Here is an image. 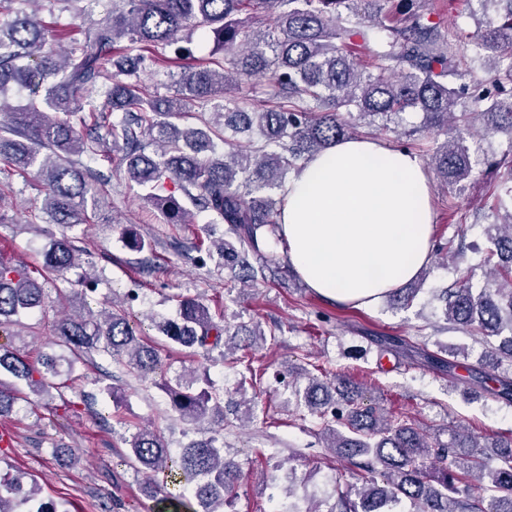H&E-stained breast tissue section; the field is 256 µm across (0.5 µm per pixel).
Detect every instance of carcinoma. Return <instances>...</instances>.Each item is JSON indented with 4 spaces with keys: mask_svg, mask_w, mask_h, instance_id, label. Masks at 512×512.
I'll return each instance as SVG.
<instances>
[{
    "mask_svg": "<svg viewBox=\"0 0 512 512\" xmlns=\"http://www.w3.org/2000/svg\"><path fill=\"white\" fill-rule=\"evenodd\" d=\"M40 0H0V13L16 20L0 26V95L11 86L25 87L31 98L0 124V161L20 172L36 171L46 187L43 214L51 224L73 227L90 222L88 209L99 203L102 180L92 164L98 137L105 130L122 151L127 178L145 190L142 199L165 211L172 224L191 223V213L171 195L153 193L168 177L200 211L224 223V237L204 247L216 249L230 280L254 288L279 273L280 262L263 254L267 235L275 232L283 204L284 178L298 171L316 152L352 139L358 129L388 128L408 111L424 116L422 129L447 135L431 155L430 165L445 189H456L476 165L466 138L474 137L472 117L486 130L512 140V0H466L477 3L479 27L466 45L449 38L427 0H400L402 13L388 8L393 0H113L112 13L90 23L58 57L46 49L61 36L28 10ZM275 16L271 26H258L253 15ZM207 28L223 64L187 66L172 95H160L141 80V73L167 70L184 59L183 34ZM491 57L490 77L477 80L464 68L465 52ZM103 102L87 110L80 135L52 112H82L81 93L95 89L107 70ZM248 86L251 96L275 101L269 108H247L231 91ZM224 98L215 124L179 128L175 120L193 104L204 106ZM473 109L459 112L464 99ZM115 112L125 113L118 123ZM224 142L216 150L214 139ZM150 146L156 147L147 153ZM488 277L479 288L471 273L460 274L441 290L443 330H462L482 346L471 369L474 381L493 379L492 395L512 402V206L500 222L484 228ZM80 258L79 249L62 236L50 240L38 267L19 265L0 254V336L16 335L13 327L24 313L45 310L44 284L52 275L76 272V288L67 301L86 305L97 279ZM179 317L158 324L175 345L221 350L234 356L257 377L253 348L266 342L256 325L249 342L237 341L239 330L224 324V314L210 311L194 297L179 299ZM57 344L67 354L36 366L16 349L0 344V415L29 397L60 389L56 379L71 375L80 357L100 355L118 369L156 383L168 397L169 409L196 426L200 437L171 455L158 429L140 428L125 439L126 463L142 475L153 512H224L237 498L245 478L242 464L224 452L222 430L209 427L212 417L224 421V406L237 420L256 421L254 383L241 376L234 393L196 371L167 377L170 366L158 349L136 335L122 305L100 313L64 314L54 322ZM379 355L410 357L414 350L398 336L372 340ZM243 354L238 356L236 351ZM418 356L430 367L454 377L465 346L437 345ZM163 381L156 382V377ZM295 387L299 419L315 420V436L346 464L354 482L334 485L328 512H512V434L480 437L462 424L445 429L448 439L431 437L410 417H393L364 402L363 387L344 375L334 382L304 372ZM175 492H161L166 484ZM288 481L277 512H320L307 505ZM60 512L49 507L37 485L22 492V476L0 475V512Z\"/></svg>",
    "mask_w": 512,
    "mask_h": 512,
    "instance_id": "cac0c4a2",
    "label": "carcinoma"
}]
</instances>
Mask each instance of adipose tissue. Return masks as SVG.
<instances>
[{"mask_svg": "<svg viewBox=\"0 0 512 512\" xmlns=\"http://www.w3.org/2000/svg\"><path fill=\"white\" fill-rule=\"evenodd\" d=\"M276 234L305 285L377 306L431 260V185L421 158L372 138L343 140L289 179Z\"/></svg>", "mask_w": 512, "mask_h": 512, "instance_id": "adipose-tissue-1", "label": "adipose tissue"}]
</instances>
